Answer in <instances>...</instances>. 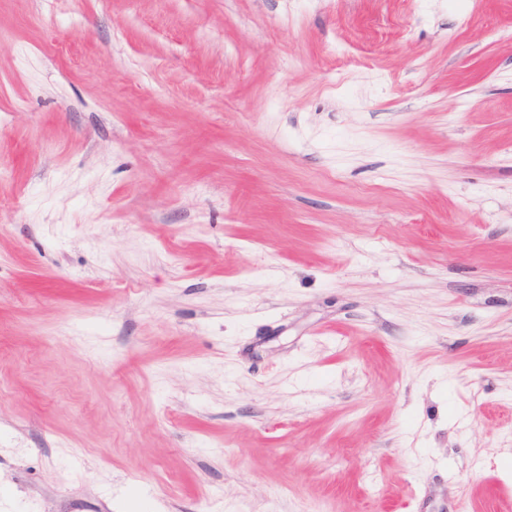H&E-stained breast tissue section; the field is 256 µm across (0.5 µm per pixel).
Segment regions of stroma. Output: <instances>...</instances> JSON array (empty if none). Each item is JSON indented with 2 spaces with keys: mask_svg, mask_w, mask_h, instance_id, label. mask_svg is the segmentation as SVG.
Segmentation results:
<instances>
[{
  "mask_svg": "<svg viewBox=\"0 0 512 512\" xmlns=\"http://www.w3.org/2000/svg\"><path fill=\"white\" fill-rule=\"evenodd\" d=\"M512 512V0H0V512Z\"/></svg>",
  "mask_w": 512,
  "mask_h": 512,
  "instance_id": "obj_1",
  "label": "stroma"
}]
</instances>
